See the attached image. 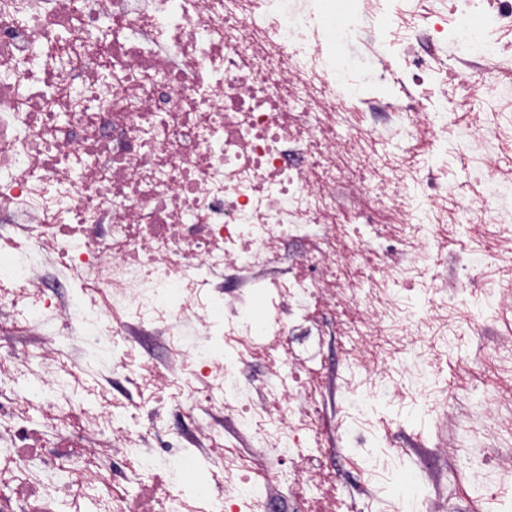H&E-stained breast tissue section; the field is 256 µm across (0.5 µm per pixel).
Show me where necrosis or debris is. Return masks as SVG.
<instances>
[{
  "mask_svg": "<svg viewBox=\"0 0 512 512\" xmlns=\"http://www.w3.org/2000/svg\"><path fill=\"white\" fill-rule=\"evenodd\" d=\"M334 2L0 0V241L14 247L0 345L30 339L0 354L12 466L0 512H57L63 496L98 512H339L304 454L325 421L311 362L286 354L302 326L344 345L343 395L361 378L402 395L426 373L448 429L432 455L490 439L474 463L512 480V398L472 390L481 412L464 423L443 378L464 327L480 340L474 363L512 379V0H351L348 26ZM338 30L392 80L337 64ZM452 80L459 114L445 105ZM452 150L470 158L472 198L448 186ZM462 229L469 253L434 272L429 255ZM106 337L125 356L160 347L164 368L120 398L95 378L91 401L56 407L45 439L25 418L31 396L81 388L83 349ZM243 377L276 414L225 390ZM201 394L215 419L190 407ZM168 404L191 489L133 496L91 467L121 411ZM240 425L257 445L225 458ZM286 447L303 454L284 487L264 456ZM66 461L83 467L80 488L51 481ZM446 480L425 473L391 512H447Z\"/></svg>",
  "mask_w": 512,
  "mask_h": 512,
  "instance_id": "obj_1",
  "label": "necrosis or debris"
}]
</instances>
